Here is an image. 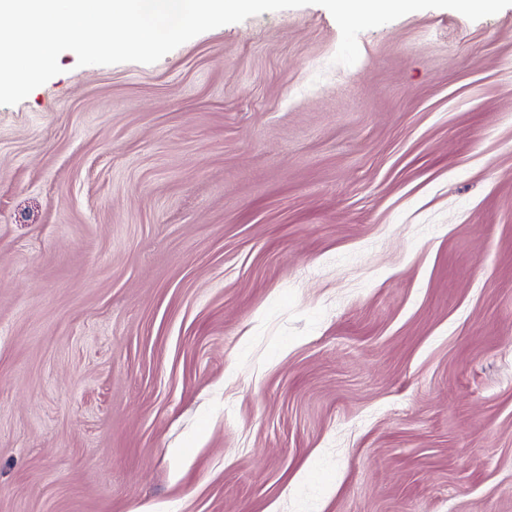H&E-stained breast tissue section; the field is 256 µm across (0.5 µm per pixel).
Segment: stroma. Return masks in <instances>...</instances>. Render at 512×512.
<instances>
[{
  "label": "stroma",
  "mask_w": 512,
  "mask_h": 512,
  "mask_svg": "<svg viewBox=\"0 0 512 512\" xmlns=\"http://www.w3.org/2000/svg\"><path fill=\"white\" fill-rule=\"evenodd\" d=\"M340 39L0 106V512H512V6Z\"/></svg>",
  "instance_id": "1"
}]
</instances>
